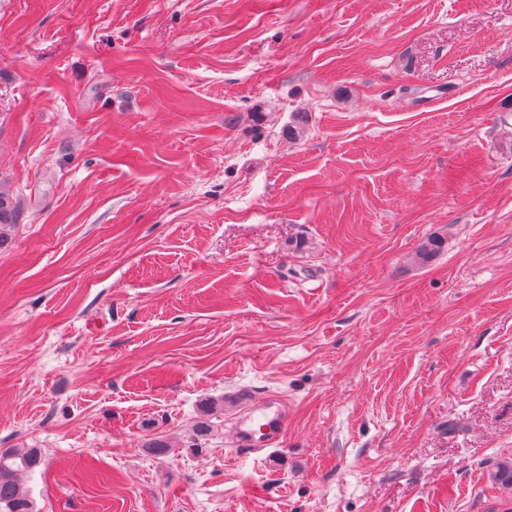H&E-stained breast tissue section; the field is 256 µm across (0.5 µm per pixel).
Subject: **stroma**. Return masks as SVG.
<instances>
[{
	"instance_id": "obj_1",
	"label": "stroma",
	"mask_w": 512,
	"mask_h": 512,
	"mask_svg": "<svg viewBox=\"0 0 512 512\" xmlns=\"http://www.w3.org/2000/svg\"><path fill=\"white\" fill-rule=\"evenodd\" d=\"M0 189L39 512H512V0H0ZM287 427V416L279 412L271 418L259 422L257 429H247L241 432L238 446L246 451L268 448L279 443Z\"/></svg>"
}]
</instances>
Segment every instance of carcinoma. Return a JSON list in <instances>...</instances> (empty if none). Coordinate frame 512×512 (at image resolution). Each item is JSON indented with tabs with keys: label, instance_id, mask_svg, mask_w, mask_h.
I'll return each instance as SVG.
<instances>
[{
	"label": "carcinoma",
	"instance_id": "obj_1",
	"mask_svg": "<svg viewBox=\"0 0 512 512\" xmlns=\"http://www.w3.org/2000/svg\"><path fill=\"white\" fill-rule=\"evenodd\" d=\"M16 218L9 196L0 192V224H12ZM41 463L42 456L36 448L0 452V512H36L20 476L34 471Z\"/></svg>",
	"mask_w": 512,
	"mask_h": 512
}]
</instances>
